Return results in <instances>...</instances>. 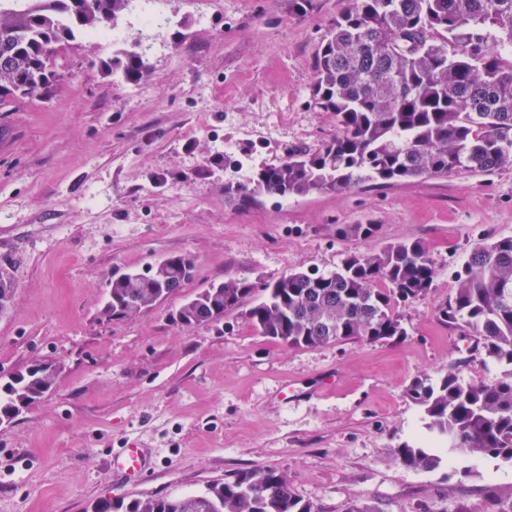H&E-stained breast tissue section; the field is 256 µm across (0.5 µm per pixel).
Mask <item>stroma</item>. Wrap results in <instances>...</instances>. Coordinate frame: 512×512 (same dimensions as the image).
<instances>
[{"label":"stroma","instance_id":"stroma-1","mask_svg":"<svg viewBox=\"0 0 512 512\" xmlns=\"http://www.w3.org/2000/svg\"><path fill=\"white\" fill-rule=\"evenodd\" d=\"M347 0H154L168 23L135 84L111 73V40H75L48 98L0 112V269L15 284L0 316V375L51 362L53 389L0 424V512H86L101 497H179L241 471L283 470L316 512H482L485 486L512 494V466L460 457L415 470L394 456L425 431L406 395L457 364L499 367L435 311L474 243L512 237V167L248 203L224 193L337 132L313 98L317 49ZM230 154L227 168L221 154ZM373 224L374 237L343 235ZM420 241L435 275L398 304L406 333L291 348L244 309L182 327L211 283L331 272L354 253ZM188 254L197 271L139 315L102 314L114 272ZM138 439L150 468L130 485L113 452ZM468 478H460V468Z\"/></svg>","mask_w":512,"mask_h":512}]
</instances>
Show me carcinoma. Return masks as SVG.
Segmentation results:
<instances>
[{"label": "carcinoma", "instance_id": "obj_1", "mask_svg": "<svg viewBox=\"0 0 512 512\" xmlns=\"http://www.w3.org/2000/svg\"><path fill=\"white\" fill-rule=\"evenodd\" d=\"M132 0H0V112L45 97L59 78L58 58L78 37L115 28ZM512 0H349L324 36L313 65L317 104L336 115V137L316 151L296 150L224 193H342L362 180L398 182L456 172L488 174L512 166ZM112 66L127 82L147 76L138 45ZM190 255L114 275L103 314L138 315L193 279ZM435 270L420 241L389 243L347 256L330 273L293 272L273 283L230 277L201 289L176 313L184 327L213 323L257 296L246 316L260 335L295 348L404 334L399 302L423 298ZM453 295L436 312L446 325L472 329L500 367L493 382L450 367L418 378L407 397L419 406L430 446L394 450L408 468L431 471L458 452L512 464V238L477 243ZM15 294L0 271V314ZM58 367L35 363L0 378V421L40 400ZM87 512H315L275 468L240 472L180 498L117 502L101 497Z\"/></svg>", "mask_w": 512, "mask_h": 512}]
</instances>
